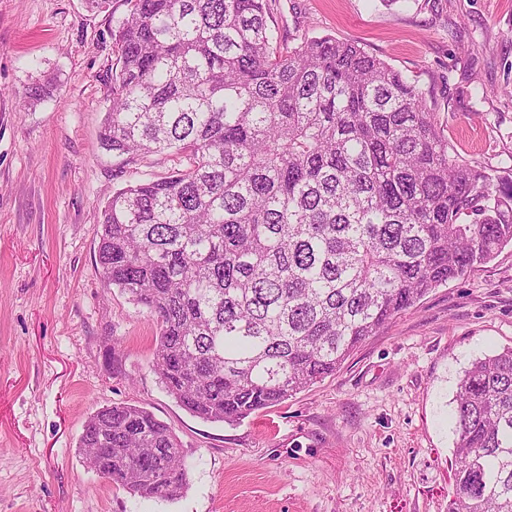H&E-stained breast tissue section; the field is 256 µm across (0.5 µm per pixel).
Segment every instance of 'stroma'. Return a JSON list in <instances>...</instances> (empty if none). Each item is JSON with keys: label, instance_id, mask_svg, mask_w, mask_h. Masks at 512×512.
Wrapping results in <instances>:
<instances>
[{"label": "stroma", "instance_id": "1", "mask_svg": "<svg viewBox=\"0 0 512 512\" xmlns=\"http://www.w3.org/2000/svg\"><path fill=\"white\" fill-rule=\"evenodd\" d=\"M124 11L0 0V512H448L457 383L512 346V247L285 403L234 425L193 416L151 366L155 320L95 265L113 191L178 166L100 145ZM267 23L290 46L357 42L415 84L462 160L512 170V0H268ZM113 403L173 428L182 497L134 496L83 462L86 419Z\"/></svg>", "mask_w": 512, "mask_h": 512}]
</instances>
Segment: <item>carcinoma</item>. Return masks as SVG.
I'll use <instances>...</instances> for the list:
<instances>
[{"mask_svg":"<svg viewBox=\"0 0 512 512\" xmlns=\"http://www.w3.org/2000/svg\"><path fill=\"white\" fill-rule=\"evenodd\" d=\"M124 4L101 145L182 168L112 194L96 265L155 319L153 370L194 416L282 404L512 245V176L458 159L357 43L278 44L266 0ZM453 402L448 512H512V347L475 359ZM79 454L144 499L188 485L176 434L136 405L91 415Z\"/></svg>","mask_w":512,"mask_h":512,"instance_id":"obj_1","label":"carcinoma"}]
</instances>
